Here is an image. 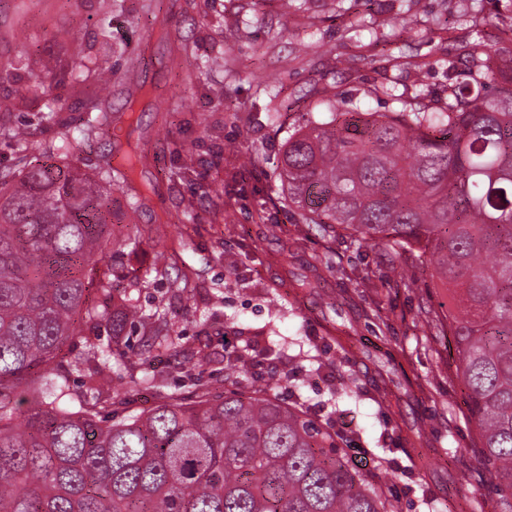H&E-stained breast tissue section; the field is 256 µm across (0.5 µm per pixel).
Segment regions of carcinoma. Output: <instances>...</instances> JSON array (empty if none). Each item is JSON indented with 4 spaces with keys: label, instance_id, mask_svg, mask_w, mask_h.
Here are the masks:
<instances>
[{
    "label": "carcinoma",
    "instance_id": "carcinoma-1",
    "mask_svg": "<svg viewBox=\"0 0 512 512\" xmlns=\"http://www.w3.org/2000/svg\"><path fill=\"white\" fill-rule=\"evenodd\" d=\"M122 4L104 0L96 38L111 40ZM471 22L497 40L468 47L465 79L448 83L443 106L415 91L395 112H338L330 96L318 105L327 118L288 131L279 178L301 223L426 264L452 293L431 321L453 337L481 460L512 512V15L480 8ZM70 81L84 89L76 126L48 104L20 126L11 115L42 82L26 49L0 61V88L16 86L0 96V144L15 155L0 167V512H394L300 402L232 374L224 393L193 400L146 375L158 402L138 414L122 413L118 394L89 402L72 390L82 355L66 366L58 357L79 327L112 331L110 345L86 340L106 362L129 326L143 327L149 350L177 347L178 332L167 313L140 312V279L117 257L91 264L112 236L111 189L132 213L147 208L140 148L68 162L72 138L112 135V82L129 83L130 71L102 69L82 49ZM53 127V139L33 140ZM36 147L56 164L33 161ZM24 386L38 396L17 423Z\"/></svg>",
    "mask_w": 512,
    "mask_h": 512
}]
</instances>
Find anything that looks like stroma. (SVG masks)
Wrapping results in <instances>:
<instances>
[{"label":"stroma","mask_w":512,"mask_h":512,"mask_svg":"<svg viewBox=\"0 0 512 512\" xmlns=\"http://www.w3.org/2000/svg\"><path fill=\"white\" fill-rule=\"evenodd\" d=\"M125 0L112 15V42L97 41L98 0H0V53L19 48V29L34 34L27 51L43 93L14 113L17 122L54 102L61 121L75 123L78 102L60 89L77 46L90 48L107 69L125 70L139 58L133 78L149 97L134 121H123L119 140L144 147L139 180L150 198L137 222L165 218L160 241L132 247L127 202L112 192V231L124 260L137 268L145 312L167 310L180 352L144 351L142 332L123 337L111 365L88 357L72 371L74 391L87 392L102 376L125 395L134 412L155 405L144 375L158 373L170 390L191 398L224 391L225 352L256 345L261 368L238 370L252 388L271 384L291 402L296 385L307 417L332 430L342 416L355 442L377 469L360 468L395 512H500L480 462L466 390L451 336L430 327L423 312L447 303L431 269L392 263L377 246L322 239L291 219L280 202L276 175L289 130L302 124L324 93L336 92L346 112L398 110L397 97L421 89L432 105L447 94L448 70H463L476 40L493 44L497 32L476 34L467 14L494 11V0H309L306 11L284 0ZM185 39L207 75L186 78L174 55ZM419 56L424 68L400 69L390 56ZM290 108L279 128L262 110L270 95ZM195 158L184 175L175 169ZM192 222H179L184 210ZM166 252L192 286L173 295L153 264ZM210 355L200 362L199 351ZM357 383L362 397L349 393Z\"/></svg>","instance_id":"35a3bbf8"}]
</instances>
